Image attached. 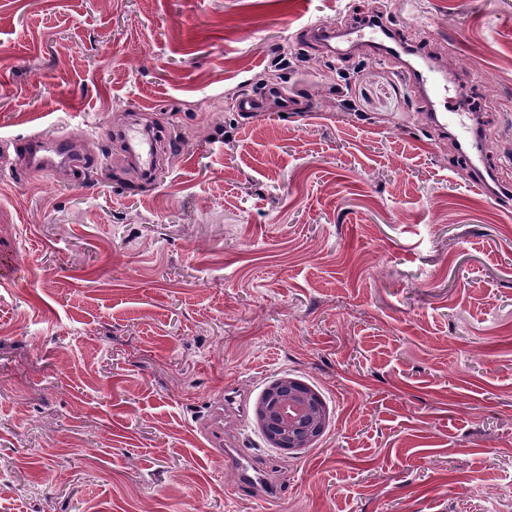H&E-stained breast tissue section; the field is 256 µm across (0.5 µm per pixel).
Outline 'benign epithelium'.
<instances>
[{"label": "benign epithelium", "instance_id": "benign-epithelium-1", "mask_svg": "<svg viewBox=\"0 0 512 512\" xmlns=\"http://www.w3.org/2000/svg\"><path fill=\"white\" fill-rule=\"evenodd\" d=\"M253 417L267 447L297 452L314 447L330 415L318 391L284 374L266 385Z\"/></svg>", "mask_w": 512, "mask_h": 512}]
</instances>
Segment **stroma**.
<instances>
[{
	"label": "stroma",
	"instance_id": "35a3bbf8",
	"mask_svg": "<svg viewBox=\"0 0 512 512\" xmlns=\"http://www.w3.org/2000/svg\"><path fill=\"white\" fill-rule=\"evenodd\" d=\"M373 0H0V512H512V204L421 118L399 60L312 23ZM386 26L481 102L512 189V0H390ZM258 118L235 100L265 72ZM146 113L179 150L18 177L34 135ZM288 374L330 421L267 447ZM270 469L253 485L218 440ZM253 417L267 447L297 452L314 447L330 415L318 391L284 374L266 385Z\"/></svg>",
	"mask_w": 512,
	"mask_h": 512
}]
</instances>
